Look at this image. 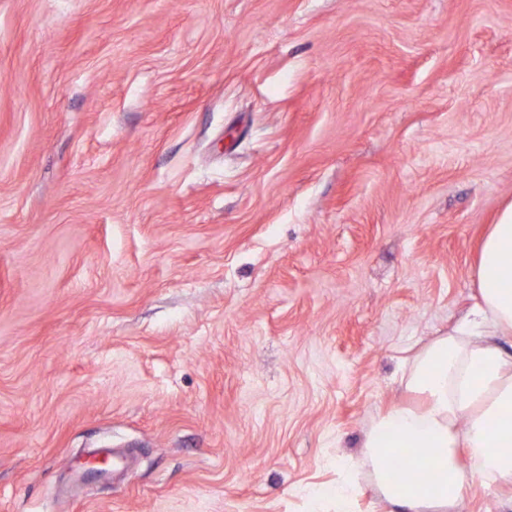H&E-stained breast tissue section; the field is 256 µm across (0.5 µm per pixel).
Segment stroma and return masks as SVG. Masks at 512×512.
I'll use <instances>...</instances> for the list:
<instances>
[{"instance_id": "35a3bbf8", "label": "stroma", "mask_w": 512, "mask_h": 512, "mask_svg": "<svg viewBox=\"0 0 512 512\" xmlns=\"http://www.w3.org/2000/svg\"><path fill=\"white\" fill-rule=\"evenodd\" d=\"M511 204L512 0H0V512H307Z\"/></svg>"}]
</instances>
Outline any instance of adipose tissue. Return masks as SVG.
Returning <instances> with one entry per match:
<instances>
[{
    "label": "adipose tissue",
    "mask_w": 512,
    "mask_h": 512,
    "mask_svg": "<svg viewBox=\"0 0 512 512\" xmlns=\"http://www.w3.org/2000/svg\"><path fill=\"white\" fill-rule=\"evenodd\" d=\"M478 299L426 343L400 383L414 400L377 415L363 443L380 502L447 512L472 483L512 486V205L490 226L474 267ZM407 452L400 471L390 457Z\"/></svg>",
    "instance_id": "ef3b65f1"
}]
</instances>
